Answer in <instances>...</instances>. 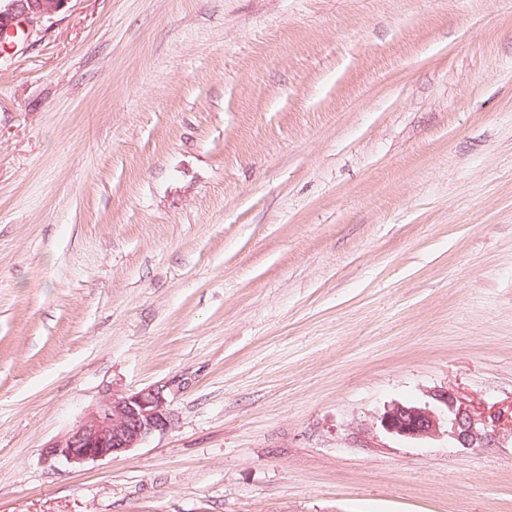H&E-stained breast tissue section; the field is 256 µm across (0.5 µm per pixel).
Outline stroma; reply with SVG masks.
<instances>
[{
    "mask_svg": "<svg viewBox=\"0 0 512 512\" xmlns=\"http://www.w3.org/2000/svg\"><path fill=\"white\" fill-rule=\"evenodd\" d=\"M443 390L492 445L382 430ZM0 512H512V0H69L1 55ZM163 387L133 393H112L62 439L42 448L47 460L84 464L122 455L138 448L156 433L171 428Z\"/></svg>",
    "mask_w": 512,
    "mask_h": 512,
    "instance_id": "obj_1",
    "label": "stroma"
}]
</instances>
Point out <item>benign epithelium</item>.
<instances>
[{
    "instance_id": "7a95c632",
    "label": "benign epithelium",
    "mask_w": 512,
    "mask_h": 512,
    "mask_svg": "<svg viewBox=\"0 0 512 512\" xmlns=\"http://www.w3.org/2000/svg\"><path fill=\"white\" fill-rule=\"evenodd\" d=\"M69 0H0V38L20 39L58 16ZM437 405L394 402L381 416L389 433L404 439L445 434L463 448L489 445L494 424L475 416L448 391L433 394ZM171 428L168 400L161 387L114 393L84 415L62 439L42 448L48 460L84 464L122 455L156 433Z\"/></svg>"
}]
</instances>
